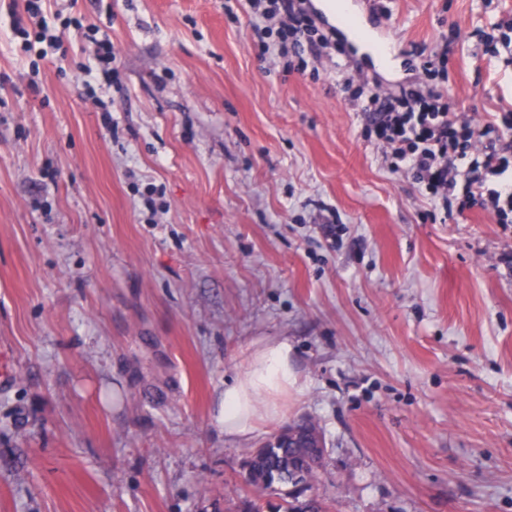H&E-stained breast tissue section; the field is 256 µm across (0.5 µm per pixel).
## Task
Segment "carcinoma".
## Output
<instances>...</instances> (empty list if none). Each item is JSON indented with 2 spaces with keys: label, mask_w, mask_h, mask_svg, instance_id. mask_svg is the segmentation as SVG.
Masks as SVG:
<instances>
[{
  "label": "carcinoma",
  "mask_w": 512,
  "mask_h": 512,
  "mask_svg": "<svg viewBox=\"0 0 512 512\" xmlns=\"http://www.w3.org/2000/svg\"><path fill=\"white\" fill-rule=\"evenodd\" d=\"M310 448H291L287 441L278 447L258 448L245 461L247 477L243 483L251 490V495L241 499V512H324V503L317 495L304 501L291 496L288 487L312 489L319 483V472L309 459ZM281 499L274 504L273 498Z\"/></svg>",
  "instance_id": "1"
}]
</instances>
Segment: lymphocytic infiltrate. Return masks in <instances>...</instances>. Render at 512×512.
<instances>
[{
	"label": "lymphocytic infiltrate",
	"instance_id": "lymphocytic-infiltrate-1",
	"mask_svg": "<svg viewBox=\"0 0 512 512\" xmlns=\"http://www.w3.org/2000/svg\"><path fill=\"white\" fill-rule=\"evenodd\" d=\"M303 0H246L251 13L260 18L255 26L259 54L275 52L298 55V69H306L307 57H319L325 39L316 35ZM7 13L16 34L27 35L24 20L38 21L34 43L60 47L64 35L42 24L43 0H25L17 6L10 0ZM74 31L95 34L96 70L85 71L84 87L97 80L113 84L120 73L108 33L95 25L73 21ZM448 69L447 56L438 63H425V83L397 96H381L364 84L344 80L353 102L370 115L367 136L381 150L389 169L414 178L434 208L445 213H464L479 206L496 224L512 223V109L495 113L491 120L477 122L460 116L457 101L436 77Z\"/></svg>",
	"mask_w": 512,
	"mask_h": 512
}]
</instances>
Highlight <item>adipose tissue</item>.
<instances>
[{
	"instance_id": "1",
	"label": "adipose tissue",
	"mask_w": 512,
	"mask_h": 512,
	"mask_svg": "<svg viewBox=\"0 0 512 512\" xmlns=\"http://www.w3.org/2000/svg\"><path fill=\"white\" fill-rule=\"evenodd\" d=\"M298 374L288 341H266L254 346L242 368L224 383L220 421L226 437L249 438L262 420L280 416L277 399L296 387Z\"/></svg>"
}]
</instances>
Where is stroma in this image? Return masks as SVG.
I'll return each mask as SVG.
<instances>
[{
	"label": "stroma",
	"mask_w": 512,
	"mask_h": 512,
	"mask_svg": "<svg viewBox=\"0 0 512 512\" xmlns=\"http://www.w3.org/2000/svg\"><path fill=\"white\" fill-rule=\"evenodd\" d=\"M224 2L48 0L112 39L123 85L91 97V42L39 62L0 23V512H234L302 418L328 512H512V224L430 218L339 81L398 94L452 38L448 90L492 119L512 65L474 56L512 0H357L392 65L341 31L317 80ZM272 339L297 387L226 438L224 382Z\"/></svg>",
	"instance_id": "obj_1"
}]
</instances>
